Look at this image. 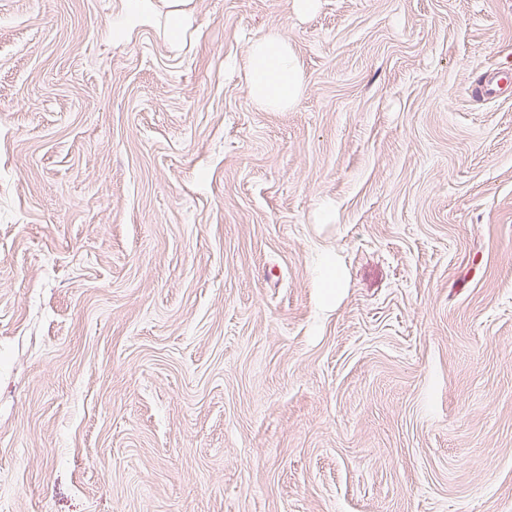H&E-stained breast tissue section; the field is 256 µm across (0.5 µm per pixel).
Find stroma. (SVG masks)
I'll use <instances>...</instances> for the list:
<instances>
[{
	"label": "stroma",
	"mask_w": 512,
	"mask_h": 512,
	"mask_svg": "<svg viewBox=\"0 0 512 512\" xmlns=\"http://www.w3.org/2000/svg\"><path fill=\"white\" fill-rule=\"evenodd\" d=\"M131 2L0 0V512H512V0ZM151 0H137L123 21L116 24L117 33L126 32L137 25L147 23L151 19ZM248 65L246 92L257 105L285 110L300 99L303 74L293 48L278 33L249 40L245 54ZM312 274L319 288L321 307L331 310L332 302L340 288H344V269L336 253L327 248H316L312 256Z\"/></svg>",
	"instance_id": "obj_1"
}]
</instances>
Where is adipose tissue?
I'll return each instance as SVG.
<instances>
[{"mask_svg":"<svg viewBox=\"0 0 512 512\" xmlns=\"http://www.w3.org/2000/svg\"><path fill=\"white\" fill-rule=\"evenodd\" d=\"M245 57L248 65L246 92L254 103L281 111L299 101L304 88L303 74L296 54L285 38L271 33L248 41ZM312 274L322 309H330L345 279L335 252L327 248L315 249Z\"/></svg>","mask_w":512,"mask_h":512,"instance_id":"1","label":"adipose tissue"}]
</instances>
